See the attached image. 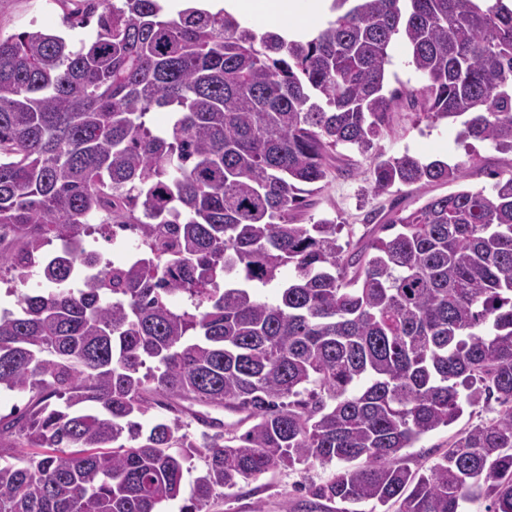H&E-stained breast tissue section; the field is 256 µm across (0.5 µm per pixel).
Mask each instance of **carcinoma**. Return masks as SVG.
Segmentation results:
<instances>
[{"label": "carcinoma", "mask_w": 512, "mask_h": 512, "mask_svg": "<svg viewBox=\"0 0 512 512\" xmlns=\"http://www.w3.org/2000/svg\"><path fill=\"white\" fill-rule=\"evenodd\" d=\"M94 41L0 38V268L49 287L0 316V387L30 394L0 416V512H161L204 469L196 507L274 470L337 464L306 512H512V169L404 212L360 248L314 206L339 145L361 152L403 102L461 119L460 137L512 153V8L495 0H333L312 38L258 32L220 11L101 0ZM405 45L426 79L387 87ZM173 114L160 131L156 110ZM460 165L375 162L374 193L451 184ZM132 224L144 252L100 264L92 222ZM294 276L277 304L252 283ZM185 294L193 311L172 309ZM495 402L412 471L406 448ZM244 414L243 433L192 405ZM173 414L141 436L136 416ZM197 421L214 430L198 444ZM204 467V462L198 456L193 457L184 464V485L185 494L175 501L167 503L161 510L163 512H184L187 508H192V502L189 500L190 488L195 478L200 474Z\"/></svg>", "instance_id": "obj_1"}]
</instances>
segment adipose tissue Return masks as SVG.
<instances>
[{
    "mask_svg": "<svg viewBox=\"0 0 512 512\" xmlns=\"http://www.w3.org/2000/svg\"><path fill=\"white\" fill-rule=\"evenodd\" d=\"M332 0H200L201 8L226 13L238 20H257L288 39L312 36Z\"/></svg>",
    "mask_w": 512,
    "mask_h": 512,
    "instance_id": "obj_1",
    "label": "adipose tissue"
}]
</instances>
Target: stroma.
Here are the masks:
<instances>
[{"mask_svg": "<svg viewBox=\"0 0 512 512\" xmlns=\"http://www.w3.org/2000/svg\"><path fill=\"white\" fill-rule=\"evenodd\" d=\"M84 0H0V37L22 32H48L64 37L73 47L90 43L97 31L95 21L76 27L68 20L80 16ZM461 127L450 119L433 120L404 104L396 109L389 128L374 141L370 153L362 154L346 145L338 146L336 155L341 169L332 173L316 194L314 217H329L342 224L340 244L362 245L372 233L365 217L371 211L387 213L390 206L411 210L420 197L452 192L454 186L481 188L490 186L491 172L501 170L507 160L505 153L473 140L462 141ZM411 155L429 162L441 159L459 164L456 185L432 184L422 190L411 186H395L388 193L374 194L369 184V170L375 156ZM491 407L479 405L465 410L451 426L442 427L423 436L409 449V466L418 470L432 465L452 443L458 431L492 418ZM332 466L309 463L292 470L267 473L259 480L243 482L225 491L202 512H252L254 504H262L264 512H303L302 486L319 484L328 479Z\"/></svg>", "mask_w": 512, "mask_h": 512, "instance_id": "1", "label": "stroma"}]
</instances>
